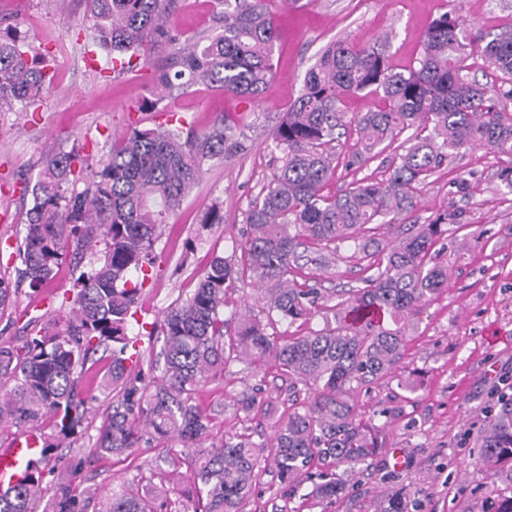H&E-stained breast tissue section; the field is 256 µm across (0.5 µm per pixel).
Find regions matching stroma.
Listing matches in <instances>:
<instances>
[{
	"mask_svg": "<svg viewBox=\"0 0 512 512\" xmlns=\"http://www.w3.org/2000/svg\"><path fill=\"white\" fill-rule=\"evenodd\" d=\"M277 40L274 76L258 101L245 103L215 91H197L177 105L198 125L218 116L243 127V150L212 168L161 229L155 244L159 269L147 281L128 333L140 338L142 379H151L160 350L156 338L139 334L140 324L161 318L194 290L197 276L213 255L231 256L246 230L245 215L273 165L267 134L300 90L307 70L330 42L363 44L377 35L391 37V63L416 66L430 22L448 12L465 20L473 51L466 59L469 78L497 83L479 50L489 36L512 29V0H274ZM26 43L49 51L55 77L43 103L33 111L0 112V277L16 278L7 245L21 237L32 206L22 195V180L37 181L46 155L69 151L82 141L92 160L109 154L127 134L143 101L153 100L151 85L113 73L106 54L88 37L92 19L85 0H0ZM512 159L476 148L444 164L428 179L409 221L424 224L448 215V235L432 253L450 268L448 288L423 311L408 338L402 379L417 391L406 400L396 382L358 390V413L380 426L385 446L361 483L333 503L312 496L301 512H371L376 501L401 491L409 512H487L507 488L480 460L479 450L498 400L512 393V195L505 182ZM221 202L224 221L204 223L212 202ZM340 246L338 258L324 269L307 266L315 287L336 304L345 289L363 285L365 272ZM77 271L64 262L43 290L21 287L11 307L0 312V346L21 343L27 316L43 314L53 297L71 289ZM254 383L231 367L223 380L200 393L214 415L213 435L234 434L241 422L232 405ZM112 397L92 404L82 435L61 444L60 453L84 457L93 447ZM161 449L131 453L87 465V484L108 494L112 486L148 476Z\"/></svg>",
	"mask_w": 512,
	"mask_h": 512,
	"instance_id": "1",
	"label": "stroma"
}]
</instances>
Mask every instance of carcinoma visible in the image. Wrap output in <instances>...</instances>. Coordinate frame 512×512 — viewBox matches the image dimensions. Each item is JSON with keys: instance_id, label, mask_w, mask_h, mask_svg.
<instances>
[{"instance_id": "carcinoma-1", "label": "carcinoma", "mask_w": 512, "mask_h": 512, "mask_svg": "<svg viewBox=\"0 0 512 512\" xmlns=\"http://www.w3.org/2000/svg\"><path fill=\"white\" fill-rule=\"evenodd\" d=\"M178 0H88L94 24L89 38L107 52L112 71L147 76L159 91L138 106L158 122L139 128L112 147L97 164L83 145L45 157L32 187L33 205L15 248L17 283L38 292L51 282L73 252L88 259L75 278L71 297L47 324L32 318L22 344L0 347V380L15 382L0 398V419L18 427L54 422L30 474L0 493V512H35L52 491L45 512H241V505L270 466L277 471L274 512H292L302 483L331 502L364 476L382 447L379 427L356 411L357 389L394 377L407 350V336L421 308L448 288L449 269L432 261L434 245L448 234V214L428 224H411L394 240L380 229L415 211L419 190L443 163L479 147L512 157V88L480 84L462 75L471 42L459 18L433 19L418 65L398 70L389 63L390 39L364 45L329 44L307 71L288 110L268 133L276 163L245 217L240 255H215L193 293L152 323L162 337L163 366L149 383L132 373L140 362L137 337L127 334L161 227L181 208L206 170L242 149L243 132L224 118L197 128L178 112L160 106L190 88L258 98L273 76L277 37L271 0H212L214 24L207 34L185 36L170 24ZM0 15V112L40 101L46 74L4 31ZM154 41L171 50L156 66L140 54ZM489 69L512 81V31L482 48ZM356 93L377 99L375 109L354 120L356 139L345 165H364L409 135L381 180H361L347 190H327L340 156L336 141L345 128L342 103ZM82 180L80 192L69 185ZM347 243L365 263V286L333 306L302 274L313 246L324 250ZM256 286L254 308L234 313V331L224 320L227 294L235 283ZM326 310L333 320L303 335L275 331L281 322L307 321ZM109 360L96 367L97 354ZM239 364L257 378L242 394L235 413L266 417L264 366L288 380L291 404L260 442L252 434L211 436L212 415L198 403L200 388L224 379ZM114 392L91 453L122 455L141 444L179 441L197 492L190 508L168 481L151 484V495L133 484L112 487L100 498L82 485L83 460L55 454L58 445L83 427L95 392ZM481 458L512 490V400L502 402L484 436ZM55 474L51 483L46 476Z\"/></svg>"}]
</instances>
